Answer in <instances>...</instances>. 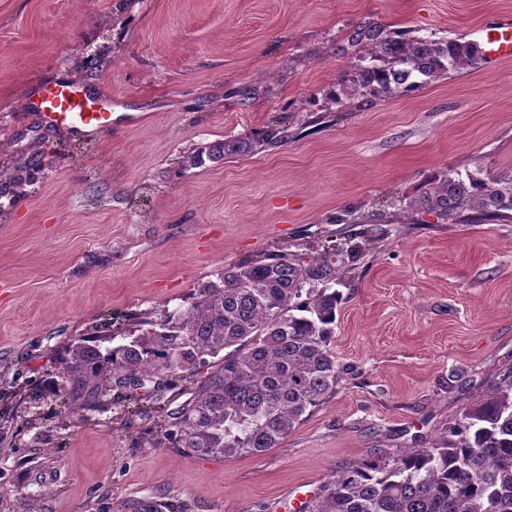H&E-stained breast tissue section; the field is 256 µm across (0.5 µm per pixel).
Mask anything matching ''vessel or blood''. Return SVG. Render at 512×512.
<instances>
[{
  "label": "vessel or blood",
  "mask_w": 512,
  "mask_h": 512,
  "mask_svg": "<svg viewBox=\"0 0 512 512\" xmlns=\"http://www.w3.org/2000/svg\"><path fill=\"white\" fill-rule=\"evenodd\" d=\"M489 59L512 56V22L502 21L487 34ZM37 108L46 124L64 126L78 131L103 130L112 124V101L107 97L93 98L76 85L53 81L42 84L36 91Z\"/></svg>",
  "instance_id": "b4317fda"
}]
</instances>
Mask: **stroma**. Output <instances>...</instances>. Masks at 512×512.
Returning <instances> with one entry per match:
<instances>
[{
    "label": "stroma",
    "mask_w": 512,
    "mask_h": 512,
    "mask_svg": "<svg viewBox=\"0 0 512 512\" xmlns=\"http://www.w3.org/2000/svg\"><path fill=\"white\" fill-rule=\"evenodd\" d=\"M512 0H0V512H295L337 470L439 440L512 365V220L408 203L442 176L512 178V58L404 95L341 94L360 26L483 45ZM47 81L112 99V125L49 128ZM284 121L272 149L184 154ZM377 224L331 348L335 391L279 447L197 457L143 408L33 402L74 338L157 317L227 265ZM463 371L454 380V371Z\"/></svg>",
    "instance_id": "1"
}]
</instances>
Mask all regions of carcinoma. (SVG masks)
I'll list each match as a JSON object with an SVG mask.
<instances>
[{
  "label": "carcinoma",
  "instance_id": "cac0c4a2",
  "mask_svg": "<svg viewBox=\"0 0 512 512\" xmlns=\"http://www.w3.org/2000/svg\"><path fill=\"white\" fill-rule=\"evenodd\" d=\"M356 37L367 43L352 65V92L361 97L413 91L479 61L474 44L457 40L375 27ZM286 137L287 129L277 127L208 144L182 156L180 166L219 163ZM31 179L27 172L1 182L0 198L14 197ZM471 206L488 216L512 211V181L466 184L447 176L411 202L438 218ZM374 240L367 227L349 237L347 249H324L307 261L283 253L228 267L159 319L130 324L124 344L112 345L110 332L93 341L78 337L56 376L70 382L73 401L92 405L112 383L132 395L156 379L190 375L225 350L170 412L171 436L195 456H255L276 448L336 387L340 367L331 343L342 295L331 283ZM308 512H512V365L442 439L336 471Z\"/></svg>",
  "mask_w": 512,
  "mask_h": 512
}]
</instances>
